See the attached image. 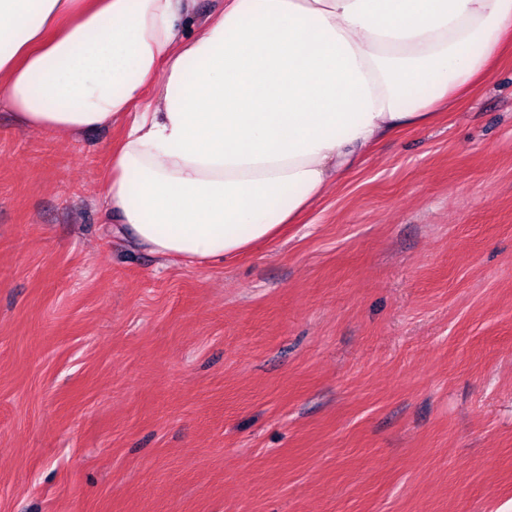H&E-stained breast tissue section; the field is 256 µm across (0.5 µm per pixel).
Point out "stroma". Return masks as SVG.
<instances>
[{"label":"stroma","instance_id":"1","mask_svg":"<svg viewBox=\"0 0 512 512\" xmlns=\"http://www.w3.org/2000/svg\"><path fill=\"white\" fill-rule=\"evenodd\" d=\"M122 125L0 110V512H512V53L274 242L100 205Z\"/></svg>","mask_w":512,"mask_h":512}]
</instances>
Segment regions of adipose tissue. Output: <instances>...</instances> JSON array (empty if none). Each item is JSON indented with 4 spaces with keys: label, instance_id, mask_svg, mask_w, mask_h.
Returning <instances> with one entry per match:
<instances>
[{
    "label": "adipose tissue",
    "instance_id": "1",
    "mask_svg": "<svg viewBox=\"0 0 512 512\" xmlns=\"http://www.w3.org/2000/svg\"><path fill=\"white\" fill-rule=\"evenodd\" d=\"M0 0V107L72 135L119 122L102 194L133 246L234 259L380 140L475 91L512 0Z\"/></svg>",
    "mask_w": 512,
    "mask_h": 512
}]
</instances>
